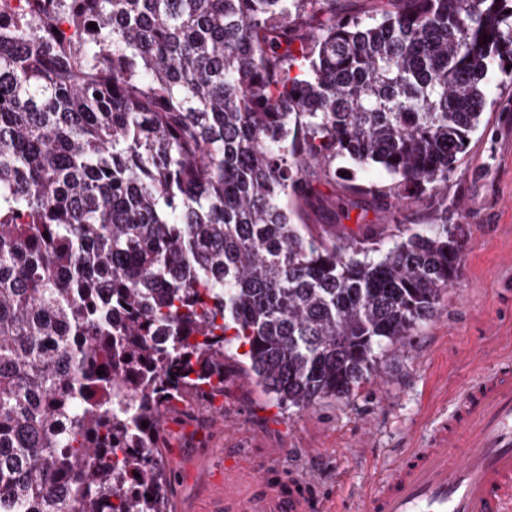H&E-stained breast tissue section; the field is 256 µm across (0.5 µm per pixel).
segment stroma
Masks as SVG:
<instances>
[{
    "label": "stroma",
    "mask_w": 512,
    "mask_h": 512,
    "mask_svg": "<svg viewBox=\"0 0 512 512\" xmlns=\"http://www.w3.org/2000/svg\"><path fill=\"white\" fill-rule=\"evenodd\" d=\"M466 154L448 175V221L463 225L459 281L436 316L404 346L386 348L352 396L298 413L274 406L227 366L223 396L181 403L162 425L172 512H224V468L252 461L317 487L332 512H359L387 463L420 447L453 394L512 351V84L492 81ZM426 204L406 212L359 199L343 229L389 231L397 219L428 224Z\"/></svg>",
    "instance_id": "stroma-1"
}]
</instances>
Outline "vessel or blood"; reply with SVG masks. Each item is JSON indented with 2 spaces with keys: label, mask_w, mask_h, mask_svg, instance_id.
<instances>
[{
  "label": "vessel or blood",
  "mask_w": 512,
  "mask_h": 512,
  "mask_svg": "<svg viewBox=\"0 0 512 512\" xmlns=\"http://www.w3.org/2000/svg\"><path fill=\"white\" fill-rule=\"evenodd\" d=\"M225 512H328L304 480L224 471ZM363 512H512V354L465 384L421 447L399 455Z\"/></svg>",
  "instance_id": "b4317fda"
}]
</instances>
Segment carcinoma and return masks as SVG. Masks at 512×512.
<instances>
[{
	"label": "carcinoma",
	"instance_id": "obj_1",
	"mask_svg": "<svg viewBox=\"0 0 512 512\" xmlns=\"http://www.w3.org/2000/svg\"><path fill=\"white\" fill-rule=\"evenodd\" d=\"M21 2L0 6V512H170L163 419L224 394V352L303 412L436 315L466 244L448 205L388 245L326 238L306 173L436 196L512 81V0Z\"/></svg>",
	"mask_w": 512,
	"mask_h": 512
}]
</instances>
